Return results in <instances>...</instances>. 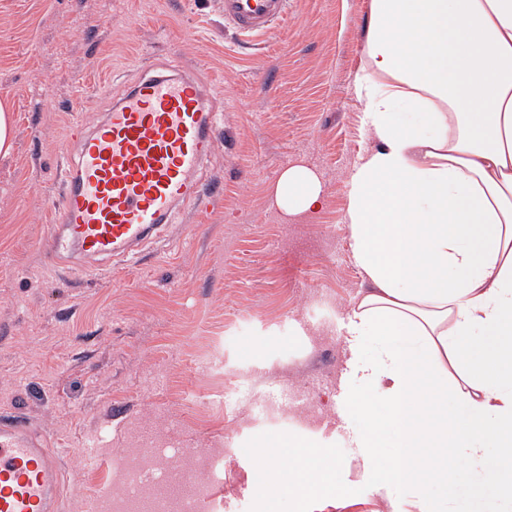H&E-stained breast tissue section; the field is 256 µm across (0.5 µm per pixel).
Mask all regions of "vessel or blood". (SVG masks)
<instances>
[{"instance_id":"obj_1","label":"vessel or blood","mask_w":512,"mask_h":512,"mask_svg":"<svg viewBox=\"0 0 512 512\" xmlns=\"http://www.w3.org/2000/svg\"><path fill=\"white\" fill-rule=\"evenodd\" d=\"M224 26L243 36L270 32L289 0H222ZM218 115L184 70L149 72L113 100L96 127L77 122L60 152L62 189L44 200L52 216L42 244L61 276L76 258L129 262L199 197ZM64 464L30 421L0 420V512H58Z\"/></svg>"}]
</instances>
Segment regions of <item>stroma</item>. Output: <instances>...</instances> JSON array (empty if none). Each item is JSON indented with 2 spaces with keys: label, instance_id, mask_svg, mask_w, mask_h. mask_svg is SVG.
<instances>
[{
  "label": "stroma",
  "instance_id": "stroma-1",
  "mask_svg": "<svg viewBox=\"0 0 512 512\" xmlns=\"http://www.w3.org/2000/svg\"><path fill=\"white\" fill-rule=\"evenodd\" d=\"M371 0H290L268 35L238 38L220 0H0V103L14 144L0 156V417L52 438L66 470L62 512H83L104 472L83 471L88 436L121 452L145 437L214 448L232 437L210 512H298L249 454L287 464L288 439H319L350 459L340 419L347 314L363 288L343 222L345 184L374 141L351 93ZM195 70L221 112L204 190L139 263L62 280L43 262L71 118L95 126L155 60ZM318 177L320 210L272 201L282 171ZM288 376L302 416L259 411L256 369ZM345 499L307 512H388L346 468Z\"/></svg>",
  "mask_w": 512,
  "mask_h": 512
}]
</instances>
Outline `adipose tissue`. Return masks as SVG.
I'll list each match as a JSON object with an SVG mask.
<instances>
[{
    "label": "adipose tissue",
    "mask_w": 512,
    "mask_h": 512,
    "mask_svg": "<svg viewBox=\"0 0 512 512\" xmlns=\"http://www.w3.org/2000/svg\"><path fill=\"white\" fill-rule=\"evenodd\" d=\"M352 92L375 145L346 181L366 283L346 340L341 407L363 420L349 445L390 512L512 504V0H371ZM273 200L313 213L323 189L293 166ZM288 452L278 493L347 495L335 449ZM428 477L443 496H423Z\"/></svg>",
    "instance_id": "obj_1"
}]
</instances>
